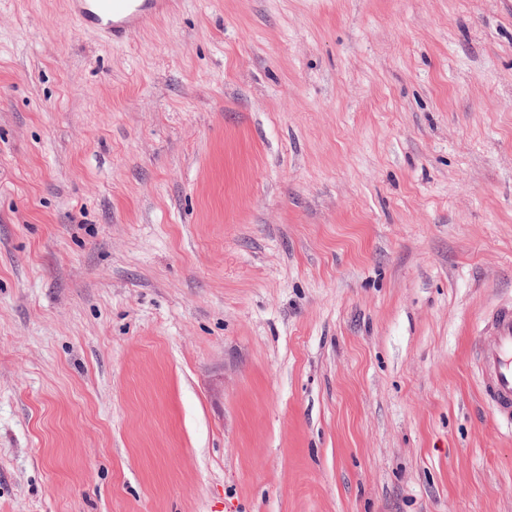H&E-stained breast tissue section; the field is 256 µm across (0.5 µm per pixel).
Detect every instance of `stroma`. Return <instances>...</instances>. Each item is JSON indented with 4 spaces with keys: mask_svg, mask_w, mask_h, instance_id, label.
I'll return each mask as SVG.
<instances>
[{
    "mask_svg": "<svg viewBox=\"0 0 512 512\" xmlns=\"http://www.w3.org/2000/svg\"><path fill=\"white\" fill-rule=\"evenodd\" d=\"M512 0H0V512H512ZM172 0H71L69 12L86 30L124 42L166 14ZM484 404L508 429H512V306L500 305L486 318L476 343Z\"/></svg>",
    "mask_w": 512,
    "mask_h": 512,
    "instance_id": "obj_1",
    "label": "stroma"
}]
</instances>
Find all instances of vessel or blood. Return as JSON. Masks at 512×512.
I'll list each match as a JSON object with an SVG mask.
<instances>
[{
    "instance_id": "b4317fda",
    "label": "vessel or blood",
    "mask_w": 512,
    "mask_h": 512,
    "mask_svg": "<svg viewBox=\"0 0 512 512\" xmlns=\"http://www.w3.org/2000/svg\"><path fill=\"white\" fill-rule=\"evenodd\" d=\"M172 0H69V12L86 30L120 43L154 24ZM484 404L512 429V306L492 310L476 343Z\"/></svg>"
}]
</instances>
